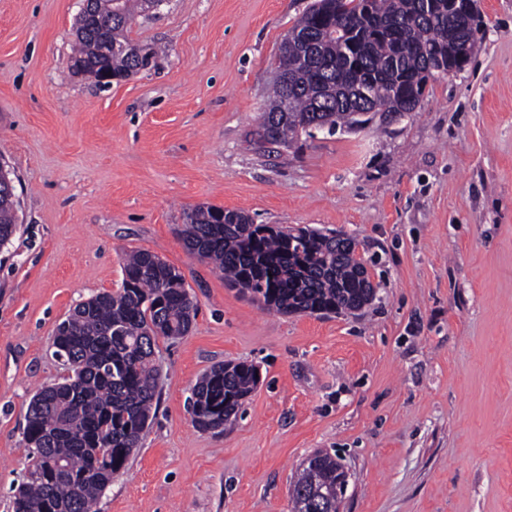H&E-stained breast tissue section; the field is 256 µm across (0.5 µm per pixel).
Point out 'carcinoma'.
<instances>
[{
    "label": "carcinoma",
    "mask_w": 512,
    "mask_h": 512,
    "mask_svg": "<svg viewBox=\"0 0 512 512\" xmlns=\"http://www.w3.org/2000/svg\"><path fill=\"white\" fill-rule=\"evenodd\" d=\"M89 2L92 21L75 22L77 73L100 86L106 72L119 82L147 69L155 52L129 40L127 30L163 0ZM107 41L110 56L99 53ZM462 45L474 54L477 37L465 19L448 14V0H373L370 13L365 0H315L281 42L279 65L289 78L272 84L257 143L286 146L315 128L333 134L376 119L396 122L421 105L432 78L426 71L456 60ZM361 92L385 112L354 111ZM325 97L329 111H316ZM18 207L13 180L0 173V248L17 233ZM180 235L190 254L277 313L354 312L374 299L366 263L348 236L257 224L247 213L209 204L186 212ZM196 314L181 272L136 250L124 260L120 288L91 296L58 324L54 354L67 375L29 402V479L13 489V512H93L153 420L157 338L187 335ZM258 380L252 364L212 366L189 398L196 427L224 428ZM336 478V456L328 452L317 467L302 468L292 483V512H304L311 493Z\"/></svg>",
    "instance_id": "carcinoma-1"
}]
</instances>
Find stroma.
<instances>
[{
  "mask_svg": "<svg viewBox=\"0 0 512 512\" xmlns=\"http://www.w3.org/2000/svg\"><path fill=\"white\" fill-rule=\"evenodd\" d=\"M312 2L164 0L128 33L163 54L104 88L70 68L79 0H0V163L20 200L0 252V512L28 404L64 373L57 325L120 288L132 250L181 272L197 316L158 338L153 424L98 512H290L317 450L350 472L343 512H512V0H476L478 52L388 129L257 150ZM199 204L353 237L373 302L264 309L186 251ZM240 361L260 381L235 424L198 430L193 386Z\"/></svg>",
  "mask_w": 512,
  "mask_h": 512,
  "instance_id": "stroma-1",
  "label": "stroma"
}]
</instances>
